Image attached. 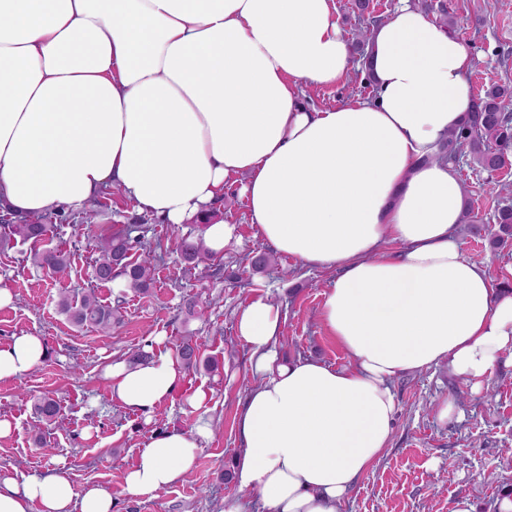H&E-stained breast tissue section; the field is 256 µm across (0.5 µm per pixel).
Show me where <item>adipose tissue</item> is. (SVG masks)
I'll use <instances>...</instances> for the list:
<instances>
[{"label": "adipose tissue", "mask_w": 512, "mask_h": 512, "mask_svg": "<svg viewBox=\"0 0 512 512\" xmlns=\"http://www.w3.org/2000/svg\"><path fill=\"white\" fill-rule=\"evenodd\" d=\"M467 43L404 0L372 29L374 94L308 111L298 83L351 68L335 0H0V209L79 208L110 190L179 225L240 185L256 234L332 273L319 321L349 363L278 360V308L237 315L256 382L240 404L238 496L224 512H340L388 448L393 380L439 364L472 389L512 353V291L457 243L465 195L438 154L475 106ZM40 337L0 347V380L40 365ZM183 375L167 348L106 370L152 412ZM210 421L150 439L132 495L188 475ZM112 512L65 472H0V512Z\"/></svg>", "instance_id": "ef3b65f1"}]
</instances>
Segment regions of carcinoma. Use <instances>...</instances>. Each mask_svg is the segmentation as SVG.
Instances as JSON below:
<instances>
[{
    "mask_svg": "<svg viewBox=\"0 0 512 512\" xmlns=\"http://www.w3.org/2000/svg\"><path fill=\"white\" fill-rule=\"evenodd\" d=\"M442 158L452 165L463 159L466 164H473L489 174L512 162V91L501 86L487 89L484 96L478 99L467 122L448 134V141L442 148ZM43 220L42 216L28 219L9 213L0 214V245H8L15 236L32 242L37 245L32 253L33 264L61 280L68 275L69 256L59 248L38 247L49 231V225ZM495 223L498 224V231L491 235L492 243L499 244L505 238L512 237V201L497 209ZM136 244L138 240L131 237V230L127 228L96 236L95 279L103 283L120 277L125 288L118 291L112 304L102 303L93 288L79 296L59 293L57 307L73 325L90 326L103 335H110L121 323V310L127 291L145 293L149 290L153 280L155 250L145 246L142 248V259L131 262L130 251ZM176 250L188 264L197 265L212 260L200 235L178 237ZM175 354L188 370L197 368L200 363L199 347L190 335L179 338ZM60 412L59 402L50 396L41 398L35 405L36 418L41 425L58 423Z\"/></svg>",
    "mask_w": 512,
    "mask_h": 512,
    "instance_id": "carcinoma-1",
    "label": "carcinoma"
}]
</instances>
